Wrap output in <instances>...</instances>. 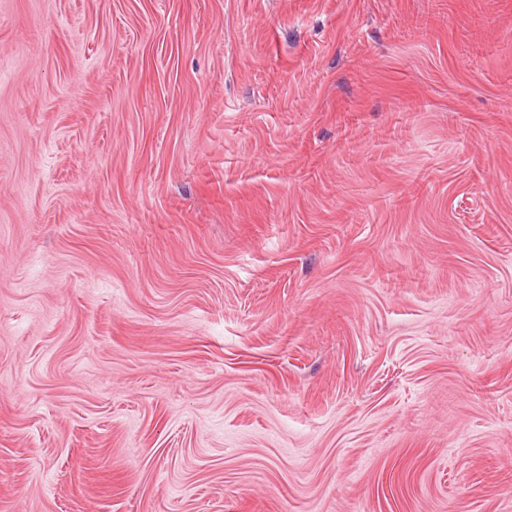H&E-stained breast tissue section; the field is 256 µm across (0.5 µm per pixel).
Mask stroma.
Here are the masks:
<instances>
[{
  "label": "stroma",
  "mask_w": 512,
  "mask_h": 512,
  "mask_svg": "<svg viewBox=\"0 0 512 512\" xmlns=\"http://www.w3.org/2000/svg\"><path fill=\"white\" fill-rule=\"evenodd\" d=\"M0 512H512V0H0Z\"/></svg>",
  "instance_id": "35a3bbf8"
}]
</instances>
